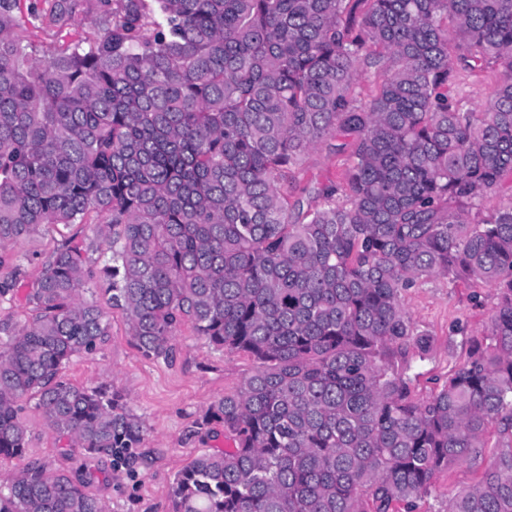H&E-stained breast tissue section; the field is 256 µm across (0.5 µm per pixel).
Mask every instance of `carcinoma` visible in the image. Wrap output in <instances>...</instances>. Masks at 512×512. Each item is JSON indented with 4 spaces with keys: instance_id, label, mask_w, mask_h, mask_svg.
<instances>
[{
    "instance_id": "cac0c4a2",
    "label": "carcinoma",
    "mask_w": 512,
    "mask_h": 512,
    "mask_svg": "<svg viewBox=\"0 0 512 512\" xmlns=\"http://www.w3.org/2000/svg\"><path fill=\"white\" fill-rule=\"evenodd\" d=\"M44 18L75 22L73 0ZM96 0L91 42L38 62L26 0H0V247L104 216L98 270L139 350L166 359L184 321L258 369L207 418L234 443L173 483L174 512H415L436 474L506 440L447 512H512V204L477 203L512 176V0ZM502 68L463 112L456 69ZM383 74L356 103L360 66ZM352 138L342 182L290 200L303 154ZM495 290L484 336L426 398L428 359L405 292L431 276ZM64 243L22 326L0 319V457L23 460L19 400L88 457L122 459L142 424L112 390L61 370L109 335ZM94 473L25 464L0 512H104Z\"/></svg>"
}]
</instances>
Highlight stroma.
<instances>
[{
	"label": "stroma",
	"instance_id": "1",
	"mask_svg": "<svg viewBox=\"0 0 512 512\" xmlns=\"http://www.w3.org/2000/svg\"><path fill=\"white\" fill-rule=\"evenodd\" d=\"M78 21L60 30L44 21L32 29L34 58L61 45L93 37L96 15L91 0H79ZM501 69L492 66L480 72L458 70L450 97L466 112L483 111L492 98ZM350 163L348 139H327L306 153L292 171L294 184L313 188L336 180ZM103 218L90 214L82 224H49L37 234L6 245L0 256L22 257L13 303L0 302V316L12 314L17 322L27 316L26 294L38 279L42 263L65 242L83 245L88 264L100 268L104 246L95 227ZM404 305L417 331L433 339V352L422 363L418 394H427L436 377H446L460 367L468 355L467 339L483 333L494 306V290L488 286L453 285L433 277L418 283L404 296ZM111 330L97 350L75 356L63 376L76 385H111L122 411L143 424V439L129 463L114 466L108 458H88L84 450L70 448L61 453L58 436L43 420L34 400H24L23 416L29 426L27 459L42 463L48 471L76 470L89 466L103 478L91 485L105 512H173L172 484L176 474L199 454L230 447L224 429L207 421L212 403L236 392L257 367L243 352H230L205 344L190 324L179 327L172 341L170 360L145 357L129 334L124 315L110 311ZM500 446L497 433L487 437L485 457L441 472L430 496L418 503L417 512H444L448 499L481 478L490 458Z\"/></svg>",
	"mask_w": 512,
	"mask_h": 512
}]
</instances>
